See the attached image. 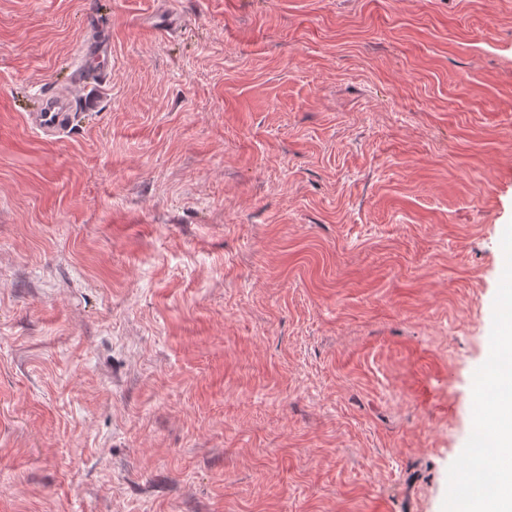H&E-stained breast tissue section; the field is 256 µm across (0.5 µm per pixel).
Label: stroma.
Returning a JSON list of instances; mask_svg holds the SVG:
<instances>
[{
    "instance_id": "1",
    "label": "stroma",
    "mask_w": 512,
    "mask_h": 512,
    "mask_svg": "<svg viewBox=\"0 0 512 512\" xmlns=\"http://www.w3.org/2000/svg\"><path fill=\"white\" fill-rule=\"evenodd\" d=\"M509 237L512 0H0V512H446ZM112 65V41L108 30L99 29L83 43L75 62L73 86H101ZM77 105L73 96H45L42 108L29 114L32 130L46 138H58L73 129L71 109Z\"/></svg>"
}]
</instances>
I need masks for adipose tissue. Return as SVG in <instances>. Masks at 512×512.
<instances>
[{
	"mask_svg": "<svg viewBox=\"0 0 512 512\" xmlns=\"http://www.w3.org/2000/svg\"><path fill=\"white\" fill-rule=\"evenodd\" d=\"M499 339L492 377L477 375V388L491 387L492 413L476 410V432L497 461L493 484H486L481 456H471L459 474L460 492L454 512H512V290L504 289Z\"/></svg>",
	"mask_w": 512,
	"mask_h": 512,
	"instance_id": "adipose-tissue-1",
	"label": "adipose tissue"
}]
</instances>
